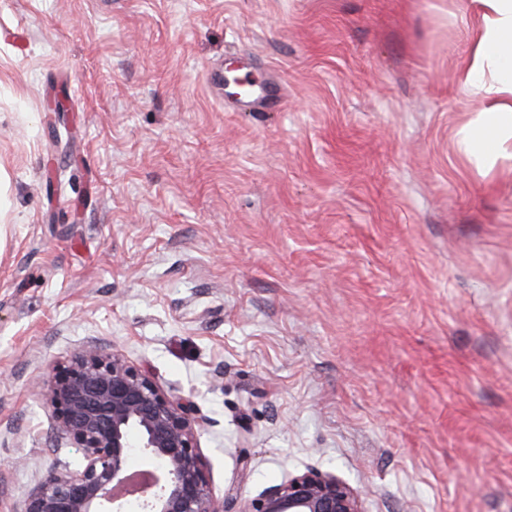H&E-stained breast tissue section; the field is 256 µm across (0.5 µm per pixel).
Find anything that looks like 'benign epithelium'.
I'll list each match as a JSON object with an SVG mask.
<instances>
[{"label": "benign epithelium", "instance_id": "7a95c632", "mask_svg": "<svg viewBox=\"0 0 512 512\" xmlns=\"http://www.w3.org/2000/svg\"><path fill=\"white\" fill-rule=\"evenodd\" d=\"M51 430L80 448L75 470L50 469L18 512H364L361 493L338 476L309 468L241 501L231 487L214 495L197 447L203 421L189 397L164 390L122 354L87 345L44 370ZM151 461L133 479L129 458Z\"/></svg>", "mask_w": 512, "mask_h": 512}]
</instances>
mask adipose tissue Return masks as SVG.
I'll return each instance as SVG.
<instances>
[{
  "label": "adipose tissue",
  "mask_w": 512,
  "mask_h": 512,
  "mask_svg": "<svg viewBox=\"0 0 512 512\" xmlns=\"http://www.w3.org/2000/svg\"><path fill=\"white\" fill-rule=\"evenodd\" d=\"M479 26L472 66L462 84L476 91L482 102L481 132L471 133L467 150L496 157L503 132L512 133V0H475Z\"/></svg>",
  "instance_id": "1"
}]
</instances>
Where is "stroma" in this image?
I'll list each match as a JSON object with an SVG mask.
<instances>
[{
  "label": "stroma",
  "instance_id": "stroma-1",
  "mask_svg": "<svg viewBox=\"0 0 512 512\" xmlns=\"http://www.w3.org/2000/svg\"><path fill=\"white\" fill-rule=\"evenodd\" d=\"M477 23L0 0V512L80 466L36 381L91 343L192 397L216 496L312 467L365 512H512V156L465 149Z\"/></svg>",
  "mask_w": 512,
  "mask_h": 512
}]
</instances>
